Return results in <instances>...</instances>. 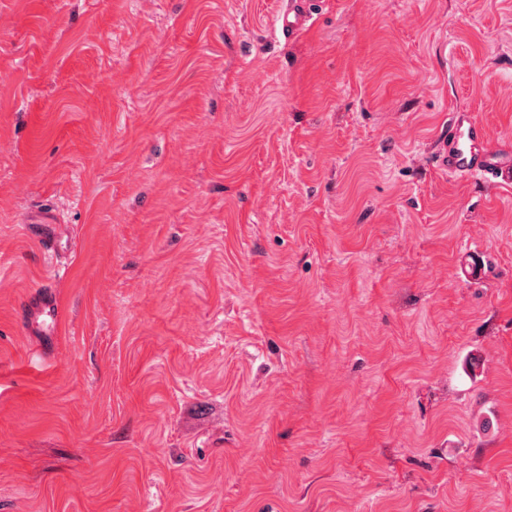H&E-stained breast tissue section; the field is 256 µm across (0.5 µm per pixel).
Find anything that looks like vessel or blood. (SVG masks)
<instances>
[{
  "label": "vessel or blood",
  "mask_w": 512,
  "mask_h": 512,
  "mask_svg": "<svg viewBox=\"0 0 512 512\" xmlns=\"http://www.w3.org/2000/svg\"><path fill=\"white\" fill-rule=\"evenodd\" d=\"M313 0H279L271 21V36L289 40L310 28L315 22ZM430 152L436 169L465 180L489 185H512V154L489 146L486 130L466 109L449 112L441 134L432 143ZM26 232L37 240L51 274L32 299L23 301L15 320L28 335L37 337L43 356H50L63 325L62 306L55 284L68 271L71 247L59 246V218L54 210L42 212L26 224Z\"/></svg>",
  "instance_id": "1"
}]
</instances>
